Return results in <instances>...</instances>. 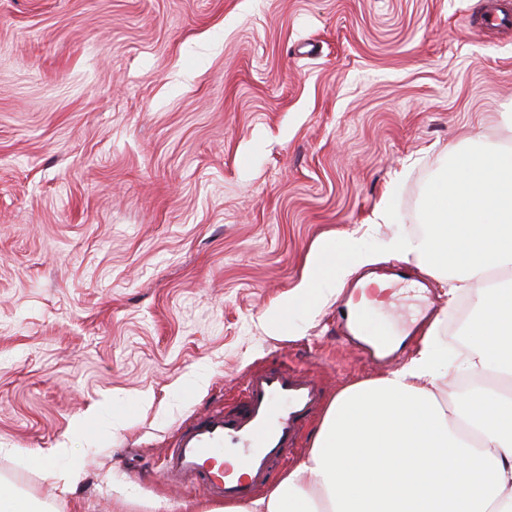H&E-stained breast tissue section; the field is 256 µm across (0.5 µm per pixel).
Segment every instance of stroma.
I'll use <instances>...</instances> for the list:
<instances>
[{"mask_svg": "<svg viewBox=\"0 0 512 512\" xmlns=\"http://www.w3.org/2000/svg\"><path fill=\"white\" fill-rule=\"evenodd\" d=\"M490 1L0 0V480L57 512H199L162 468L179 425L256 369H304L325 405L386 375L341 317L401 265L414 287L367 325L402 361L418 326L466 358L474 298L390 243L426 234L473 138L512 144ZM347 232L376 261L290 305Z\"/></svg>", "mask_w": 512, "mask_h": 512, "instance_id": "35a3bbf8", "label": "stroma"}]
</instances>
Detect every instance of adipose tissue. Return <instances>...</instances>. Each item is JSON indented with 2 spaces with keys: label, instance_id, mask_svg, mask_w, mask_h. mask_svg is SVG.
I'll use <instances>...</instances> for the list:
<instances>
[{
  "label": "adipose tissue",
  "instance_id": "1",
  "mask_svg": "<svg viewBox=\"0 0 512 512\" xmlns=\"http://www.w3.org/2000/svg\"><path fill=\"white\" fill-rule=\"evenodd\" d=\"M429 231L393 244L443 275L449 297L473 291L480 311L463 370L512 379V149L475 139L463 169L432 183ZM445 355L426 333L415 357L337 393L305 459L266 495L223 512H512V392L478 387L450 406Z\"/></svg>",
  "mask_w": 512,
  "mask_h": 512
}]
</instances>
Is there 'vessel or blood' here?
Listing matches in <instances>:
<instances>
[{"mask_svg":"<svg viewBox=\"0 0 512 512\" xmlns=\"http://www.w3.org/2000/svg\"><path fill=\"white\" fill-rule=\"evenodd\" d=\"M319 387L302 369L248 375L232 409H217L181 427L163 461L171 481L203 486L216 499H243L274 464L285 461L318 406ZM239 460L249 481L230 478L221 460Z\"/></svg>","mask_w":512,"mask_h":512,"instance_id":"b4317fda","label":"vessel or blood"}]
</instances>
